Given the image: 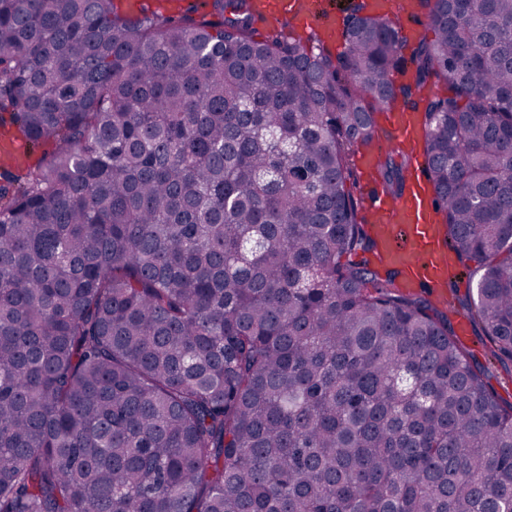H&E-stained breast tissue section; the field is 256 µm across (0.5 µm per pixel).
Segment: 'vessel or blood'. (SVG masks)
<instances>
[{
	"mask_svg": "<svg viewBox=\"0 0 512 512\" xmlns=\"http://www.w3.org/2000/svg\"><path fill=\"white\" fill-rule=\"evenodd\" d=\"M253 7L267 18L289 15L332 42L342 25L343 15L335 0H253ZM372 11L398 22L401 35L412 39L410 23L413 0H371ZM400 146L409 148V178L406 192L398 198L370 192V211L385 264L399 269L401 284L408 289L431 288L440 300H447L445 286L453 275L452 261L434 211V191L425 173V164L415 146L422 137L417 117L397 107L383 113Z\"/></svg>",
	"mask_w": 512,
	"mask_h": 512,
	"instance_id": "obj_1",
	"label": "vessel or blood"
}]
</instances>
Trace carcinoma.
<instances>
[{"instance_id":"carcinoma-1","label":"carcinoma","mask_w":512,"mask_h":512,"mask_svg":"<svg viewBox=\"0 0 512 512\" xmlns=\"http://www.w3.org/2000/svg\"><path fill=\"white\" fill-rule=\"evenodd\" d=\"M140 2L0 0V131L54 144L0 156V512H512V403L349 261L379 251L356 158L405 108L512 362V0H417L408 58L367 0L336 55L255 38L251 0Z\"/></svg>"}]
</instances>
